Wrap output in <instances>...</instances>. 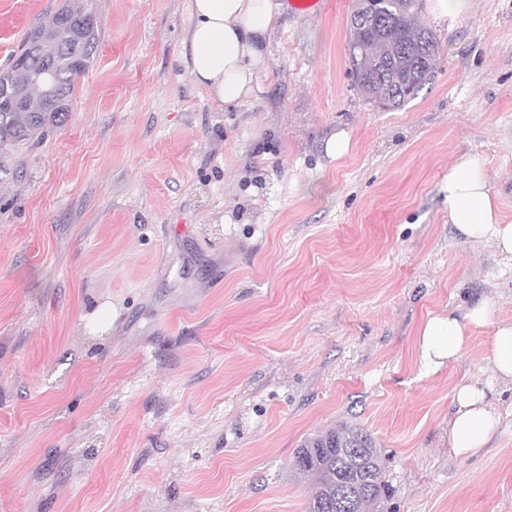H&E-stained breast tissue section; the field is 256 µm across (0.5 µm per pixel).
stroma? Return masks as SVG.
Here are the masks:
<instances>
[{
	"mask_svg": "<svg viewBox=\"0 0 512 512\" xmlns=\"http://www.w3.org/2000/svg\"><path fill=\"white\" fill-rule=\"evenodd\" d=\"M79 3L0 0V69ZM92 6L65 125L0 178V512H305L294 454L343 423L381 457L371 512H512V392L486 448L448 452L488 330L418 364L428 314L512 321V259L442 190L473 150L512 222V0L448 24L419 0L440 55L389 109L354 85L355 0L279 15L259 92L225 109L189 75L187 0Z\"/></svg>",
	"mask_w": 512,
	"mask_h": 512,
	"instance_id": "1",
	"label": "stroma"
}]
</instances>
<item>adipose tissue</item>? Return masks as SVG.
Returning <instances> with one entry per match:
<instances>
[{"label": "adipose tissue", "instance_id": "ef3b65f1", "mask_svg": "<svg viewBox=\"0 0 512 512\" xmlns=\"http://www.w3.org/2000/svg\"><path fill=\"white\" fill-rule=\"evenodd\" d=\"M283 10L281 0H190L189 69L193 80L220 105L245 102L259 89L268 66L262 46ZM448 221L474 245L487 244L512 256V224L505 222L485 159L460 152L445 182ZM493 326L485 351L490 379L485 385L461 381L453 388L456 410L448 426V448L467 457L484 448L497 423L492 400L496 388L512 389V322L495 321L494 309L479 304L465 313L429 314L420 330L419 362L433 375L457 361L475 329Z\"/></svg>", "mask_w": 512, "mask_h": 512}]
</instances>
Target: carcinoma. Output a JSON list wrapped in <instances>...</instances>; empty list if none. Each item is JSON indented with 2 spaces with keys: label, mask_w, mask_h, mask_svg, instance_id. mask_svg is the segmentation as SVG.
Segmentation results:
<instances>
[{
  "label": "carcinoma",
  "mask_w": 512,
  "mask_h": 512,
  "mask_svg": "<svg viewBox=\"0 0 512 512\" xmlns=\"http://www.w3.org/2000/svg\"><path fill=\"white\" fill-rule=\"evenodd\" d=\"M93 9L59 8L47 27L28 32L9 68L0 71V155L42 140L70 112L76 79L91 67L99 45ZM348 54L354 82L369 103L398 107L436 68L439 41L417 20V0H391L375 17L354 11ZM56 93H47V81ZM294 469L314 478L307 512H336L347 482L361 486L354 512H369L384 489L372 435L342 424L306 438L294 456Z\"/></svg>",
  "instance_id": "cac0c4a2"
}]
</instances>
